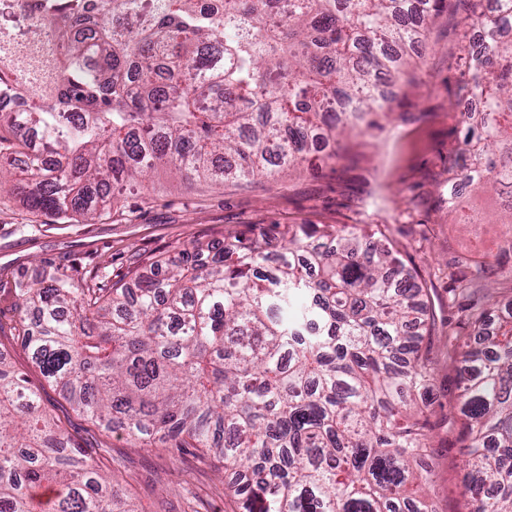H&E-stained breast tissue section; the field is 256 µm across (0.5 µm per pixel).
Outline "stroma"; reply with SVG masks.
<instances>
[{
	"mask_svg": "<svg viewBox=\"0 0 512 512\" xmlns=\"http://www.w3.org/2000/svg\"><path fill=\"white\" fill-rule=\"evenodd\" d=\"M471 46L464 7L460 0H448L430 28L413 86L377 114L376 128L346 139L336 161L318 159L248 187L189 186L159 169L151 176V194L125 190L118 207L94 224L79 218L63 222L2 197L0 268L18 276L43 264L81 270L103 261L107 268L100 284L107 287L138 253L165 254L193 239L219 238L253 224H347L366 234L380 232L400 251L406 267L426 282L437 314L432 332L435 392L440 403H447L456 381L448 360V320L465 303L449 292L448 261L481 258L512 237L504 223L512 212L508 193L467 192L461 205L472 218L468 224L448 212V155L456 145L449 103L466 80ZM0 341L8 344L14 368L27 374L46 410L64 422L72 444L99 445L111 459L120 489L137 507L144 512H233L213 464L186 456L182 467L191 482L181 488L167 452L134 448L120 432H101L43 378L10 334L0 335ZM448 439L447 428L437 429L443 450L433 460L434 500L438 512H467L460 488L465 456L461 448H448Z\"/></svg>",
	"mask_w": 512,
	"mask_h": 512,
	"instance_id": "stroma-1",
	"label": "stroma"
}]
</instances>
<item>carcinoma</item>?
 <instances>
[{"instance_id": "1", "label": "carcinoma", "mask_w": 512, "mask_h": 512, "mask_svg": "<svg viewBox=\"0 0 512 512\" xmlns=\"http://www.w3.org/2000/svg\"><path fill=\"white\" fill-rule=\"evenodd\" d=\"M0 112L14 138L0 196L94 223L164 165L239 185L342 156L378 126L387 71L447 0H0ZM473 105L448 155V212L512 188V0H463ZM27 157L15 165V155ZM462 264L437 403L433 314L391 248L344 224H255L133 266L110 288L69 271L14 278L13 336L101 429L194 448L235 475L234 512H437L432 432L459 426L468 512H512V264ZM0 343V512H141L107 464L71 447Z\"/></svg>"}]
</instances>
